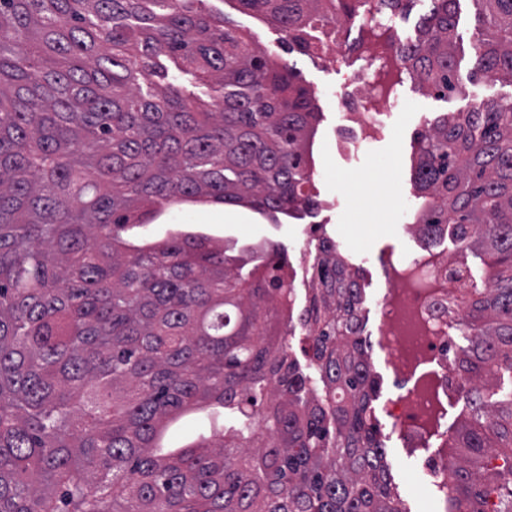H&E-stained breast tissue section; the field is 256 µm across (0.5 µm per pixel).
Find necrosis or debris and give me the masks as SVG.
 <instances>
[{"mask_svg": "<svg viewBox=\"0 0 512 512\" xmlns=\"http://www.w3.org/2000/svg\"><path fill=\"white\" fill-rule=\"evenodd\" d=\"M401 77L398 71L385 76L380 69L348 75L340 101L347 122L336 136L338 149L358 153L362 142L382 129L383 118L398 105L392 86ZM418 245L416 253L387 257L377 322L363 340L384 352L393 377L395 391L382 406L385 437L412 450L434 512H447L446 444L455 429L450 412L467 390L454 359L470 335L456 300L473 283L467 261L449 256L439 240L419 237Z\"/></svg>", "mask_w": 512, "mask_h": 512, "instance_id": "necrosis-or-debris-1", "label": "necrosis or debris"}]
</instances>
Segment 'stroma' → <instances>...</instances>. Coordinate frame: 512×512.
Instances as JSON below:
<instances>
[{
  "label": "stroma",
  "instance_id": "stroma-1",
  "mask_svg": "<svg viewBox=\"0 0 512 512\" xmlns=\"http://www.w3.org/2000/svg\"><path fill=\"white\" fill-rule=\"evenodd\" d=\"M210 9L223 12L244 36L293 68L308 88L321 111L314 139L311 182L315 206L281 217L271 223L263 215L241 206H221L206 202H178L166 206L160 216L145 228L150 236L163 234L171 224H199L210 235L248 244L266 240L283 249L289 261H296L304 231L312 225L334 239L348 264L356 268L364 290L365 307H373L385 286L383 259L391 250L414 252L416 242L404 227L427 205L415 187L413 164L415 137L433 119L445 112L467 111L482 99L512 96V84L490 78L469 84L468 95L443 98L423 89L411 76H404L396 93L403 108L393 112L390 122L396 135L380 132L365 142L357 156L336 148L334 132L343 124L337 106L346 90L349 73L367 67L379 68L363 44L369 36L368 13L359 10L351 19L347 38L354 46L342 65H331L325 57L287 54L282 50L283 32L258 15L241 11L235 0H207ZM456 63L460 82H468L475 67L479 33L475 27L471 0H460L456 15ZM343 180L346 194H339L334 183ZM359 233L358 243L346 242L345 227Z\"/></svg>",
  "mask_w": 512,
  "mask_h": 512
}]
</instances>
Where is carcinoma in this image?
<instances>
[{
    "mask_svg": "<svg viewBox=\"0 0 512 512\" xmlns=\"http://www.w3.org/2000/svg\"><path fill=\"white\" fill-rule=\"evenodd\" d=\"M410 0H376L392 16ZM403 69L440 97L459 0H430ZM470 83L512 84V0H472ZM302 53L345 0H237ZM212 99L205 104L202 96ZM319 117L296 73L205 0H0V512H407L385 464L362 288L321 245L284 342L287 257L193 224L139 237L176 200L274 222L315 205ZM419 232L485 252L458 358L469 417L448 446V512H512V97L417 135ZM223 408L181 447L167 424Z\"/></svg>",
    "mask_w": 512,
    "mask_h": 512,
    "instance_id": "cac0c4a2",
    "label": "carcinoma"
}]
</instances>
